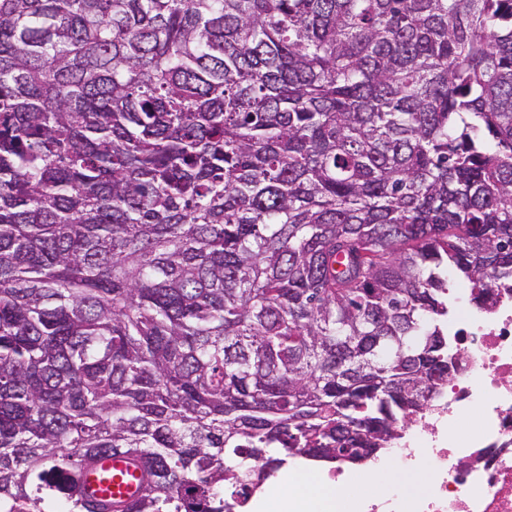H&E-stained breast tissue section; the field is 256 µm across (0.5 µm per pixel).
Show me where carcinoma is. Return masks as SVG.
Returning a JSON list of instances; mask_svg holds the SVG:
<instances>
[{"instance_id": "obj_1", "label": "carcinoma", "mask_w": 512, "mask_h": 512, "mask_svg": "<svg viewBox=\"0 0 512 512\" xmlns=\"http://www.w3.org/2000/svg\"><path fill=\"white\" fill-rule=\"evenodd\" d=\"M512 289V0H0V512H236L448 385ZM82 482L95 499L112 500L114 505L127 506L139 494L141 470L125 456H109L84 471Z\"/></svg>"}]
</instances>
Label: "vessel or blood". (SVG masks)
<instances>
[{"instance_id":"obj_1","label":"vessel or blood","mask_w":512,"mask_h":512,"mask_svg":"<svg viewBox=\"0 0 512 512\" xmlns=\"http://www.w3.org/2000/svg\"><path fill=\"white\" fill-rule=\"evenodd\" d=\"M82 482L94 498L125 506L139 494L141 470L127 457L109 456L84 471Z\"/></svg>"}]
</instances>
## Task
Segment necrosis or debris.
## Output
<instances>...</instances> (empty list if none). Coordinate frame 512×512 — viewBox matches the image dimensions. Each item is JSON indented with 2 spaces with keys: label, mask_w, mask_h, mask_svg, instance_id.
I'll return each instance as SVG.
<instances>
[{
  "label": "necrosis or debris",
  "mask_w": 512,
  "mask_h": 512,
  "mask_svg": "<svg viewBox=\"0 0 512 512\" xmlns=\"http://www.w3.org/2000/svg\"><path fill=\"white\" fill-rule=\"evenodd\" d=\"M448 330L463 360L388 452L402 478L425 469L424 486L357 493L352 512H512V291L488 310L460 308Z\"/></svg>",
  "instance_id": "obj_1"
}]
</instances>
